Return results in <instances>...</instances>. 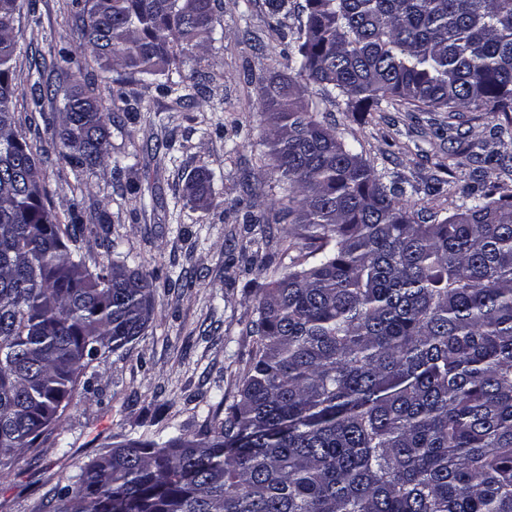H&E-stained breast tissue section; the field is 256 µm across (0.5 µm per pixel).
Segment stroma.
<instances>
[{
	"mask_svg": "<svg viewBox=\"0 0 512 512\" xmlns=\"http://www.w3.org/2000/svg\"><path fill=\"white\" fill-rule=\"evenodd\" d=\"M290 13L272 16L268 0H217V40L202 61H187L183 74H204L195 107L175 103L155 83L120 70L85 64L79 46L80 0H23L14 23L21 52L14 61L17 128L42 160L44 204L60 221L77 215L85 228L87 265L103 262L95 244L108 229L119 247L114 261L150 271L153 319L144 336L98 367L96 391H75L56 435L25 451L0 476V512H47L55 489L71 483L81 466L113 444L148 438L159 424L167 435L197 434L218 401L232 403L257 349L249 331L264 276L232 260L241 247L279 263L286 236L302 241L303 226L282 221L274 204L279 172L264 144L266 119L257 103L273 72L284 71L293 51L305 0H290ZM66 50L82 60L81 73L108 98L123 80L128 112L110 128L112 156L128 159L93 170L69 165L51 144L61 100L69 89L51 62ZM306 98L323 124L380 173H395L417 188L439 181L447 204L460 205L459 189L474 179V163H449L450 151L512 160V139H495L497 120L476 110L456 120L444 112L374 111L327 101L319 85ZM461 132L448 140V125ZM210 181L211 204L199 209L186 188L189 175ZM261 183V195L246 183ZM239 199L237 212L225 203ZM265 217L270 234L246 233L247 215Z\"/></svg>",
	"mask_w": 512,
	"mask_h": 512,
	"instance_id": "stroma-1",
	"label": "stroma"
}]
</instances>
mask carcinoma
Returning <instances> with one entry per match:
<instances>
[{"label": "carcinoma", "instance_id": "cac0c4a2", "mask_svg": "<svg viewBox=\"0 0 512 512\" xmlns=\"http://www.w3.org/2000/svg\"><path fill=\"white\" fill-rule=\"evenodd\" d=\"M216 0H84L78 39L102 69L174 81L215 41ZM286 67L260 106L281 211L302 224L288 270L265 269L239 398L195 435L130 439L54 492L53 512H512V193L462 190L415 220L402 181L323 126L297 78L378 112L486 109L512 126V0H305ZM0 0V474L53 435L94 365L142 336L153 275L91 271L79 224L50 218L37 155L17 131L12 36ZM166 81L161 82L159 78ZM64 95L63 158L110 157L113 108ZM187 189L207 205L208 178Z\"/></svg>", "mask_w": 512, "mask_h": 512}]
</instances>
